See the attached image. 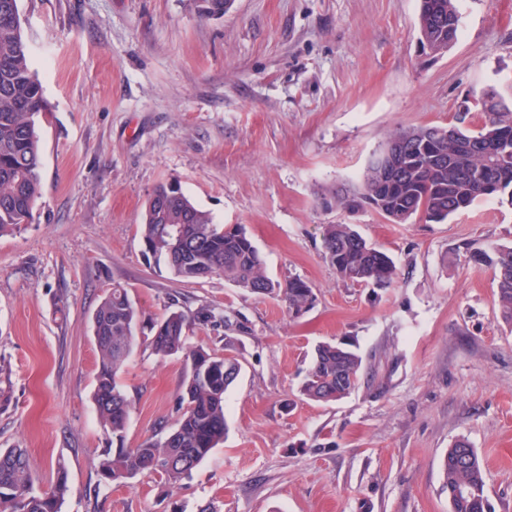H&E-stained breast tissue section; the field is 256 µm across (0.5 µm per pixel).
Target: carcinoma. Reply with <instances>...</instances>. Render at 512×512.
Here are the masks:
<instances>
[{
	"label": "carcinoma",
	"instance_id": "1",
	"mask_svg": "<svg viewBox=\"0 0 512 512\" xmlns=\"http://www.w3.org/2000/svg\"><path fill=\"white\" fill-rule=\"evenodd\" d=\"M458 0H421L417 32L434 47L449 46L459 28ZM500 108L470 129L458 125L407 128L395 137L407 143L403 171L379 178L380 159L371 157L360 189L350 195L337 189L340 206L366 205L394 224L417 215L441 223L469 208L477 199L496 197L512 206V109ZM50 111L42 82L32 69L21 25L18 0H0V234L11 232L32 216L42 194L40 117ZM162 206L146 205L140 234L156 263L164 264L180 282L193 281L202 270L222 275L250 293L276 294L293 310L312 288L301 279L286 284L270 277L264 261L240 224H216L177 183L154 190ZM326 256L339 277L352 284L387 288L397 276L396 265L384 251L370 245L346 224H328L323 233ZM494 278L497 305L504 321L512 324V248L499 251ZM209 305L185 313L174 310L151 327L149 346L161 357L181 353L189 371L180 394L181 414L176 429L164 440L147 441L138 448L125 446L130 401L119 374L137 346L140 313L127 289L114 288L93 316V334L99 353L94 401L100 421L112 438V448L101 463V476L123 483L139 475H160L177 484L200 465L223 441L226 433L224 400L242 369V357L232 336L245 334L230 309H224V354L191 349L186 345L190 327L215 325ZM362 360L348 349L336 355L335 346L323 344L300 392L308 400H336L341 382L358 386ZM448 491L468 484L470 497L453 499L451 512H486L485 472L474 449L459 441L442 460ZM67 491L66 465L58 462L57 481L44 495L32 492V480L23 448L0 449V512H61Z\"/></svg>",
	"mask_w": 512,
	"mask_h": 512
}]
</instances>
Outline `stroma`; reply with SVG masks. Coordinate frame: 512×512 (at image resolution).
<instances>
[{
	"mask_svg": "<svg viewBox=\"0 0 512 512\" xmlns=\"http://www.w3.org/2000/svg\"><path fill=\"white\" fill-rule=\"evenodd\" d=\"M18 7L52 110L42 195L0 235V448L27 449L34 494L62 461V512H451L441 464L463 440L488 512H512V325L493 274L512 206L483 198L444 224H393L323 204L355 191L396 132L475 126L489 88L512 107V0H459L458 39L438 56L418 41L419 0H235L215 17L195 0ZM172 180L215 223L243 225L270 276L306 281L312 303L295 314L220 276L180 283L148 258L145 204ZM327 224L388 253L395 282L341 280ZM117 285L142 320L120 375L131 448L181 413L184 358L152 352V323L210 305L248 327L224 441L175 486L100 475L92 318ZM336 341L362 359L358 388L302 399L316 346Z\"/></svg>",
	"mask_w": 512,
	"mask_h": 512,
	"instance_id": "35a3bbf8",
	"label": "stroma"
}]
</instances>
